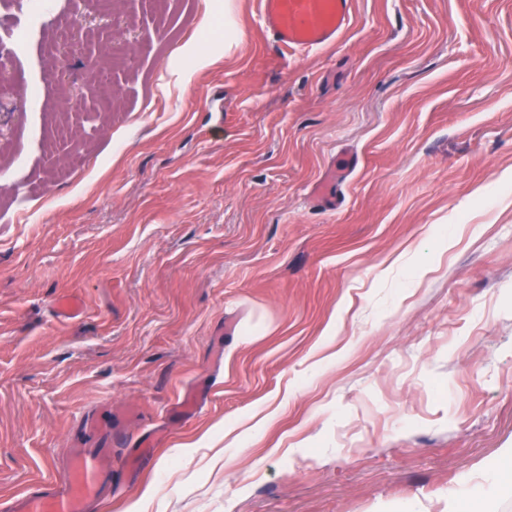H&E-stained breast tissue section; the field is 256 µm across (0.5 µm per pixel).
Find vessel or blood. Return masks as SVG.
Masks as SVG:
<instances>
[{
	"label": "vessel or blood",
	"instance_id": "vessel-or-blood-1",
	"mask_svg": "<svg viewBox=\"0 0 512 512\" xmlns=\"http://www.w3.org/2000/svg\"><path fill=\"white\" fill-rule=\"evenodd\" d=\"M354 0H258V19L271 44L308 53L334 44L348 29ZM100 448L71 449L59 483L39 486L7 504V512H87L112 478Z\"/></svg>",
	"mask_w": 512,
	"mask_h": 512
}]
</instances>
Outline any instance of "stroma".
Segmentation results:
<instances>
[{
	"instance_id": "35a3bbf8",
	"label": "stroma",
	"mask_w": 512,
	"mask_h": 512,
	"mask_svg": "<svg viewBox=\"0 0 512 512\" xmlns=\"http://www.w3.org/2000/svg\"><path fill=\"white\" fill-rule=\"evenodd\" d=\"M0 52V505L90 412L166 430L92 512H448L502 466L512 0H354L286 58L257 0H0Z\"/></svg>"
}]
</instances>
